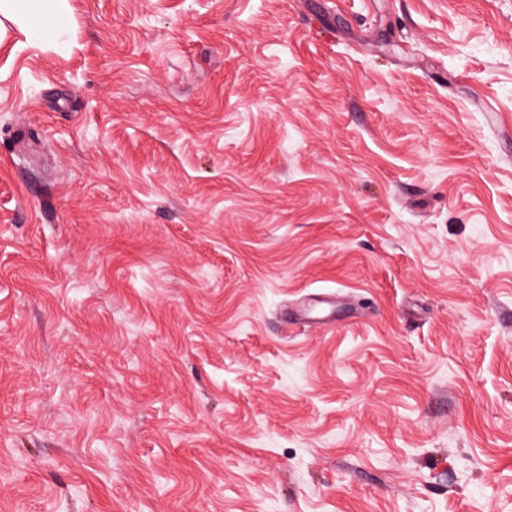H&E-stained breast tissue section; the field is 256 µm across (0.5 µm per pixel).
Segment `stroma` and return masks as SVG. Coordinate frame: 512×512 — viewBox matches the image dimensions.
Here are the masks:
<instances>
[{
	"label": "stroma",
	"instance_id": "1",
	"mask_svg": "<svg viewBox=\"0 0 512 512\" xmlns=\"http://www.w3.org/2000/svg\"><path fill=\"white\" fill-rule=\"evenodd\" d=\"M0 45V512H512V0H71Z\"/></svg>",
	"mask_w": 512,
	"mask_h": 512
}]
</instances>
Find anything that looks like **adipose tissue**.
<instances>
[{"instance_id": "1", "label": "adipose tissue", "mask_w": 512, "mask_h": 512, "mask_svg": "<svg viewBox=\"0 0 512 512\" xmlns=\"http://www.w3.org/2000/svg\"><path fill=\"white\" fill-rule=\"evenodd\" d=\"M71 18L68 0H0V42L11 30L27 40L52 41Z\"/></svg>"}]
</instances>
